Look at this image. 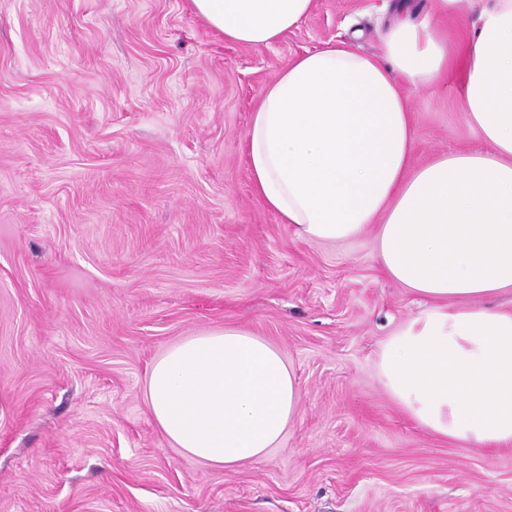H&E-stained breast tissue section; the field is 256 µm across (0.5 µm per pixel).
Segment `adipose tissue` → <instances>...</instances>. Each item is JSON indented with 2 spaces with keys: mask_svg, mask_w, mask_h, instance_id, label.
Instances as JSON below:
<instances>
[{
  "mask_svg": "<svg viewBox=\"0 0 512 512\" xmlns=\"http://www.w3.org/2000/svg\"><path fill=\"white\" fill-rule=\"evenodd\" d=\"M225 40L268 47L312 0H189ZM466 30L456 43L399 5L377 55L346 40L288 61L247 133L259 202L304 241L378 225L391 278L427 299L378 353L381 382L423 430L466 448L512 446V312L482 300L512 288V0H433ZM476 24H469L470 14ZM458 85L485 150L411 168L409 91ZM147 399L167 439L229 469L262 456L299 413L281 354L227 328L182 339L151 365Z\"/></svg>",
  "mask_w": 512,
  "mask_h": 512,
  "instance_id": "1",
  "label": "adipose tissue"
}]
</instances>
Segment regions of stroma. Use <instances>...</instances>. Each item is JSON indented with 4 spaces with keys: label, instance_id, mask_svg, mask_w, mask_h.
Segmentation results:
<instances>
[{
    "label": "stroma",
    "instance_id": "obj_1",
    "mask_svg": "<svg viewBox=\"0 0 512 512\" xmlns=\"http://www.w3.org/2000/svg\"><path fill=\"white\" fill-rule=\"evenodd\" d=\"M401 0H313L270 47L188 0H0V512H512V447L464 448L385 392L382 342L427 301L376 228L299 240L256 199L245 135L288 60L380 50ZM413 166L480 150L456 90L408 94ZM239 328L295 372L276 446L232 469L153 421L150 363Z\"/></svg>",
    "mask_w": 512,
    "mask_h": 512
}]
</instances>
